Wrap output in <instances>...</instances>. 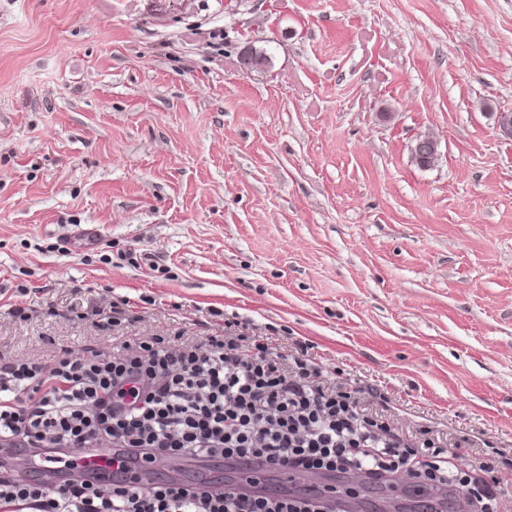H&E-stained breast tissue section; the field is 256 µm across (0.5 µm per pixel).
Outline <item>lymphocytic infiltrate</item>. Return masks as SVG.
Wrapping results in <instances>:
<instances>
[{
  "label": "lymphocytic infiltrate",
  "mask_w": 512,
  "mask_h": 512,
  "mask_svg": "<svg viewBox=\"0 0 512 512\" xmlns=\"http://www.w3.org/2000/svg\"><path fill=\"white\" fill-rule=\"evenodd\" d=\"M107 438L131 472L159 456L255 460L270 472L357 474L379 483L413 473L439 490L469 484L491 459L452 464L439 438L390 436L360 390L324 375L306 347L285 355L232 327L203 341H138L122 356L0 363V512H326L277 491L240 495L197 483L142 487L95 475L53 486L17 471L8 450H70L89 457Z\"/></svg>",
  "instance_id": "f902f5d3"
}]
</instances>
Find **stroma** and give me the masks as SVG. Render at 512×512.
<instances>
[{"instance_id": "35a3bbf8", "label": "stroma", "mask_w": 512, "mask_h": 512, "mask_svg": "<svg viewBox=\"0 0 512 512\" xmlns=\"http://www.w3.org/2000/svg\"><path fill=\"white\" fill-rule=\"evenodd\" d=\"M501 112L512 0H0V360L231 320L512 483Z\"/></svg>"}]
</instances>
